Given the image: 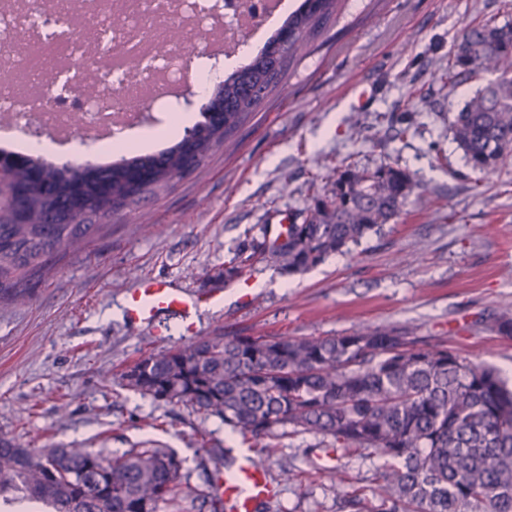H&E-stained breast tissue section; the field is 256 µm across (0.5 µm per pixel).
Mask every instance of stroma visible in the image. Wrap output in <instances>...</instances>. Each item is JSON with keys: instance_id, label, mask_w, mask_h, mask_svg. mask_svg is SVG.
<instances>
[{"instance_id": "1", "label": "stroma", "mask_w": 512, "mask_h": 512, "mask_svg": "<svg viewBox=\"0 0 512 512\" xmlns=\"http://www.w3.org/2000/svg\"><path fill=\"white\" fill-rule=\"evenodd\" d=\"M489 20L512 22V0H345L290 69L286 94L267 99L176 186L108 219L84 252H59L30 281V303H0V434L32 448L121 451L151 440L176 452L183 485L202 487L204 472L218 466L212 449L238 447V437L218 419L155 403L121 380L144 354L188 343L189 323L200 336L218 327L335 336L360 325L410 326L512 378V337L484 327L512 306V157L486 177L466 166L449 124L488 77L440 80L455 41ZM355 116L367 128L359 141L348 128ZM390 162L418 184L395 222L302 273L257 261L244 273L249 301L238 281L220 279L238 246L276 237L280 213L303 223L313 195L333 188L330 168ZM146 276L217 301L161 318L154 330L132 326L122 300ZM320 442L281 439L265 463L279 494L257 512H347L335 474L307 464ZM381 464L372 450L340 460L350 488L368 495L383 484ZM285 468L295 481H281Z\"/></svg>"}]
</instances>
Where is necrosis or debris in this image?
Instances as JSON below:
<instances>
[{
    "label": "necrosis or debris",
    "mask_w": 512,
    "mask_h": 512,
    "mask_svg": "<svg viewBox=\"0 0 512 512\" xmlns=\"http://www.w3.org/2000/svg\"><path fill=\"white\" fill-rule=\"evenodd\" d=\"M270 0H0V114L16 142L33 122L71 137L127 141L181 111L183 63L195 41L221 35L211 74L261 38ZM108 61L96 91L89 66Z\"/></svg>",
    "instance_id": "necrosis-or-debris-1"
}]
</instances>
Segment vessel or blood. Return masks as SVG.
<instances>
[{"instance_id":"1","label":"vessel or blood","mask_w":512,"mask_h":512,"mask_svg":"<svg viewBox=\"0 0 512 512\" xmlns=\"http://www.w3.org/2000/svg\"><path fill=\"white\" fill-rule=\"evenodd\" d=\"M210 300V294L176 288L146 277L126 293L124 314L130 324L139 325L149 322L158 311L179 315ZM276 494V483L247 451L239 452L234 471L225 475L217 489L218 498L227 505L228 512H254L256 501Z\"/></svg>"}]
</instances>
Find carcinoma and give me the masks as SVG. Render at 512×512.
Segmentation results:
<instances>
[{"label": "carcinoma", "mask_w": 512, "mask_h": 512, "mask_svg": "<svg viewBox=\"0 0 512 512\" xmlns=\"http://www.w3.org/2000/svg\"><path fill=\"white\" fill-rule=\"evenodd\" d=\"M342 0H302L262 48L217 82L190 133L155 153L112 164L57 167L0 149V301L26 304L22 283L63 248L83 252L102 225L146 193L179 183L188 163L223 144L263 102L287 91L286 75L308 54ZM495 75L451 121L467 166L488 174L512 156V24L470 27L448 54L456 70ZM417 183L391 164L336 170L306 223L253 242L224 263V281L270 253L287 274L344 253L402 213ZM490 330L512 336V308ZM126 387L157 402L217 418L269 456L285 436L313 433L344 454L373 448L384 484L346 495L350 512H512V387L490 365L461 357L407 327L359 326L337 336L227 335L220 327L188 344L149 352L122 373ZM181 461L148 443L121 453L81 444L29 448L0 436V502L45 512H158L185 497Z\"/></svg>", "instance_id": "cac0c4a2"}]
</instances>
